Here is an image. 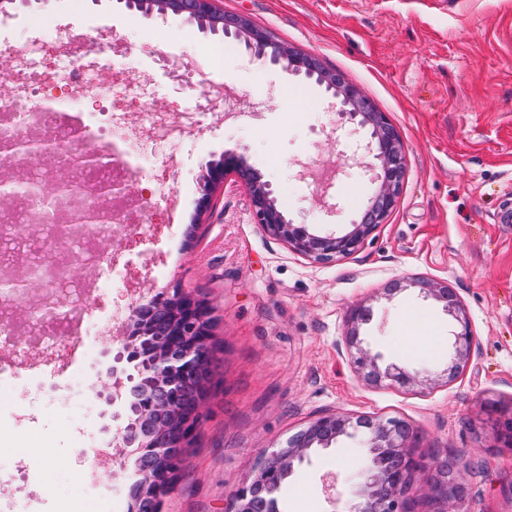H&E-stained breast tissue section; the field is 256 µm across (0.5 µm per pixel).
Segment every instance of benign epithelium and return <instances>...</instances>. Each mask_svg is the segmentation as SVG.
I'll list each match as a JSON object with an SVG mask.
<instances>
[{"label": "benign epithelium", "instance_id": "1", "mask_svg": "<svg viewBox=\"0 0 512 512\" xmlns=\"http://www.w3.org/2000/svg\"><path fill=\"white\" fill-rule=\"evenodd\" d=\"M146 16L157 23H164L173 15L184 16L202 28L210 26L224 29L245 41L257 56L267 58L274 65H282L295 75L317 76V82L333 91L327 109L336 113V137L353 140L351 153L336 167L333 177L315 181V201L334 212L339 208L338 193L333 191L335 181L342 179L351 168H359L376 191L371 198V208L378 218L373 224L352 222L341 231H323L313 224H296L288 219L277 205L271 184L257 177L243 181L254 223L270 238L283 242L295 252L321 263L334 262L356 253L375 225L387 219L395 208L403 185V144L385 113L375 109L363 92L350 84L336 81V73L323 66L321 61L294 48L273 40L262 28L241 14L229 15L219 0H144ZM28 143L5 142L0 152L9 155L26 152L38 155L40 160L55 158L49 149L33 147ZM106 164L100 152H82L74 156L73 164L59 163L52 181L41 187L44 196H70L78 201L80 190L69 176L70 166L89 171ZM247 164L245 155L236 150H226L219 159L212 161L200 177L202 196L198 201V214L205 213L213 194L224 187L232 177H241V168ZM134 183L118 181L101 183L95 192L102 197L129 196ZM3 286L22 288L25 293L45 284L32 275L19 280L10 276L0 280ZM412 285L422 293L443 303L444 310L458 324L454 334V357L446 369V381H453L467 360L473 342V333L466 310L455 292L447 285L427 280H416ZM184 318L185 330L175 349H168L155 340L167 336L169 331L159 329L169 316ZM212 308L206 298L176 289L173 293L161 292L144 298L130 310L123 327L120 343L108 348L104 355L112 356V363L104 373V380L97 397L102 404L100 415H111L120 421L110 444L129 458L138 478L140 491L130 496V510L135 512L146 491L151 487L168 497L176 487L184 467L189 442L196 438L203 420L202 406L207 398L210 379L202 377L203 363L214 358L217 344L213 332ZM370 310L359 306L350 314V327L344 346L357 372L372 387L398 385L409 387L418 378L402 368L382 365V357L364 345L360 324L369 320ZM200 378L202 392L197 396L190 415L185 416L175 403L154 392L161 382L173 386L182 379ZM171 415V423L162 432L173 435L164 445L153 444L140 432V423L151 411ZM365 431L368 447L375 455L376 465L366 466L363 480L357 491L361 503L357 512H406V494L415 481H422L428 490L429 512H459L466 500L465 483L457 469H448L447 456L435 455L426 459L418 453L417 435L409 424L397 419L358 418L351 420L335 413L325 414L312 421L302 433L313 436L320 446L327 447L331 434L344 435ZM498 448L512 450V424L497 420L493 431ZM309 449L295 437L286 439L278 448L261 455L246 481L225 497L224 512H278V504L267 506L258 501L267 472L292 473L302 463Z\"/></svg>", "mask_w": 512, "mask_h": 512}]
</instances>
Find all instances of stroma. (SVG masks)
<instances>
[{
    "label": "stroma",
    "mask_w": 512,
    "mask_h": 512,
    "mask_svg": "<svg viewBox=\"0 0 512 512\" xmlns=\"http://www.w3.org/2000/svg\"><path fill=\"white\" fill-rule=\"evenodd\" d=\"M275 41L317 57L361 89L388 116L404 145L405 175L386 223L354 255L318 263L293 253L254 224L245 190L227 185L204 224H196L199 176L227 149L269 181L295 221L345 229L375 192L359 171L338 185L341 213L315 205L300 164L330 173L347 141H333L336 116L315 81L256 57L243 41L201 30L173 16L165 29L123 0H13L0 54L26 41L31 22L54 19L59 38L109 35L98 44L94 83L112 85L127 104L117 114L131 137L155 145L159 164L137 181L151 205L149 228L132 244L115 242L112 288L79 265L97 301L130 311L142 298L180 288L213 308L220 344L203 423L163 512H224L259 457L328 412L407 421L419 453L460 451L469 488L463 512H512V451L492 448L487 402L512 409V0H222ZM224 50V70L207 61ZM178 61L179 74L170 71ZM151 117H144L140 104ZM239 116L225 118L226 108ZM180 128L170 145L161 133ZM423 277L448 284L474 335L470 359L454 382H440L454 354L453 319L442 303L411 287ZM405 286L392 298L384 290ZM369 307L361 329L385 362L427 376L428 384L371 387L344 349L348 316ZM120 325L100 320L82 336L96 354L62 351L53 371L42 348L0 352L14 382L0 405V467L23 462L37 512H128L116 494L129 470L104 459L83 479L93 448L110 438L96 394L104 348ZM26 415H18L19 404ZM91 443L80 442L78 432ZM366 451L342 436L311 451L279 492L281 512H347L357 503Z\"/></svg>",
    "instance_id": "1"
}]
</instances>
